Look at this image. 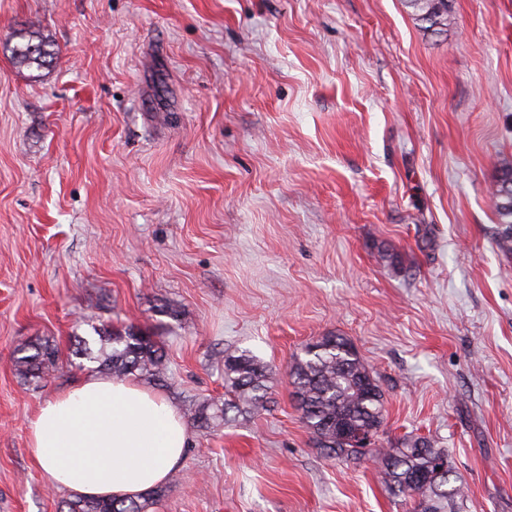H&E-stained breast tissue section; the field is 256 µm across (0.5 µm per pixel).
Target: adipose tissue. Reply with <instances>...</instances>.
I'll return each instance as SVG.
<instances>
[{
	"instance_id": "1",
	"label": "adipose tissue",
	"mask_w": 512,
	"mask_h": 512,
	"mask_svg": "<svg viewBox=\"0 0 512 512\" xmlns=\"http://www.w3.org/2000/svg\"><path fill=\"white\" fill-rule=\"evenodd\" d=\"M187 441L167 398L129 378L86 377L45 400L29 424L48 479L88 498L146 494L167 480Z\"/></svg>"
}]
</instances>
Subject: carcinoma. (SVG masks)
Listing matches in <instances>:
<instances>
[{
    "label": "carcinoma",
    "instance_id": "carcinoma-1",
    "mask_svg": "<svg viewBox=\"0 0 512 512\" xmlns=\"http://www.w3.org/2000/svg\"><path fill=\"white\" fill-rule=\"evenodd\" d=\"M417 20L429 27L451 23V0H406ZM12 57L21 65L43 66L51 56L48 45L32 31L12 33ZM512 191V163H503L492 189V202L501 228L497 244L512 251V198L500 193ZM100 348L89 351L90 340L79 338L84 346L81 356L99 363V368L115 378L144 377L159 383L167 381L170 366L167 355L154 338L133 325L108 328L91 325ZM20 378L41 386L52 374L63 368L57 347L48 342L20 349L15 358ZM289 376L300 418L316 447L328 459L361 460L369 458L378 464L384 484L394 495L408 502L424 500L431 512H459L456 505L467 497V487L446 465L440 491L431 484H417L413 478L434 472L438 458L445 456L434 439L412 436L401 445L387 448L380 443L362 451L345 440V431L371 429L379 436L385 419L383 394L376 380L360 361L351 342L342 336H325L305 346L304 358L292 366ZM269 400L268 367L247 350L224 355V401H203L190 409L191 419L201 429L228 426L243 414L267 410ZM160 486L137 500H99L75 497L65 502L67 512H147V507L166 495Z\"/></svg>",
    "mask_w": 512,
    "mask_h": 512
}]
</instances>
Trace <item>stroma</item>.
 Wrapping results in <instances>:
<instances>
[{"mask_svg": "<svg viewBox=\"0 0 512 512\" xmlns=\"http://www.w3.org/2000/svg\"><path fill=\"white\" fill-rule=\"evenodd\" d=\"M0 0V512H66L28 420L94 373L93 326L164 345L163 392L224 397L225 352L273 403L188 423L150 512H405L369 460L325 459L289 370L350 340L385 403L379 441L434 437L462 512H512V252L491 188L512 162V0ZM26 29L54 48L12 60ZM178 310V319L162 307ZM47 340L69 369L14 370ZM406 5L412 8L416 19L428 23L427 28L448 26L452 20L450 0H407Z\"/></svg>", "mask_w": 512, "mask_h": 512, "instance_id": "stroma-1", "label": "stroma"}]
</instances>
